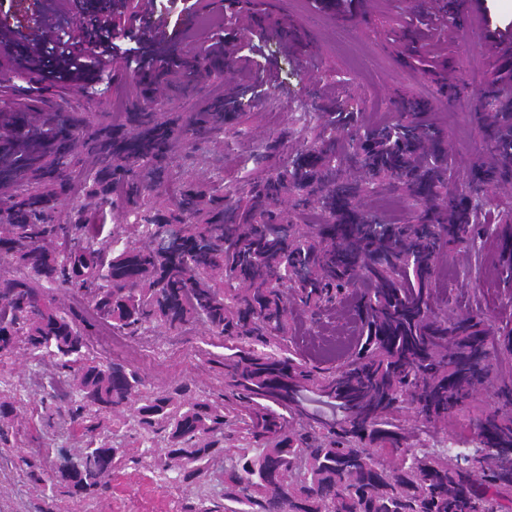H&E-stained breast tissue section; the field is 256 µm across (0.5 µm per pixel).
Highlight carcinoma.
<instances>
[{
	"label": "carcinoma",
	"mask_w": 512,
	"mask_h": 512,
	"mask_svg": "<svg viewBox=\"0 0 512 512\" xmlns=\"http://www.w3.org/2000/svg\"><path fill=\"white\" fill-rule=\"evenodd\" d=\"M224 64L189 55L198 82ZM496 102L478 127L490 162L467 182L448 181V132L423 119L430 104L403 98L395 119L364 125L356 112H315L321 131L242 194L219 195L194 181L167 203L172 147L209 140L238 119L235 96L189 114L155 112L146 86L120 125L39 112L18 138H0V180L16 192L0 202V258L17 275L0 277V359L23 346L47 355L72 389L55 381L49 419L130 415L162 477L209 472L224 454V503L189 512H512V454L494 468L491 448L512 449V376L494 360L512 354V327L480 314H448L437 302L439 265L460 245L496 244L498 273L512 276V210L486 223L493 187L512 181V87L494 84ZM94 160L66 224L52 213L72 195L77 147ZM379 187L403 192L408 224H386L362 200ZM314 203L318 224H286L284 197ZM135 215L144 242L103 235L107 214ZM73 288L101 321L137 336L203 322L224 341V402L178 392L141 395L143 379L123 362L89 357L86 328L56 305L46 286ZM344 310L358 334L336 364L322 368L290 349L296 310L314 320ZM312 386L345 418L311 423L291 386ZM492 401L475 420L477 444L420 445L468 407L482 388ZM413 412L406 426L402 410ZM106 442L84 443L79 461L61 462L57 483L72 498L106 494L127 461ZM139 464L142 459L128 460Z\"/></svg>",
	"instance_id": "obj_1"
}]
</instances>
